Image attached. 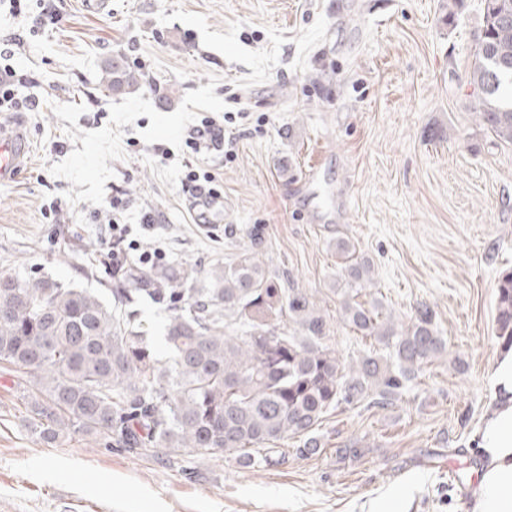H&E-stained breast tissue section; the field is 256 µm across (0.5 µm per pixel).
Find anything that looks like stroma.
<instances>
[{"mask_svg":"<svg viewBox=\"0 0 512 512\" xmlns=\"http://www.w3.org/2000/svg\"><path fill=\"white\" fill-rule=\"evenodd\" d=\"M483 0H21L0 6L12 38L11 115L30 153L0 181V271L112 285V210L162 266L204 273L236 260L258 229V259L306 293L345 362L376 343L340 316L336 243L372 264L358 302L395 324L430 306L447 346L384 408L339 407L321 449L244 467L217 452H107L68 431L44 444L0 368V512H362L405 489L409 512H470L475 431L492 403L496 288L512 268V144L471 112L467 67ZM121 54L146 86L101 87ZM172 97L160 108V96ZM224 146L195 154L201 119ZM209 170L222 215L202 223L183 181ZM158 216L155 224L145 223Z\"/></svg>","mask_w":512,"mask_h":512,"instance_id":"stroma-1","label":"stroma"}]
</instances>
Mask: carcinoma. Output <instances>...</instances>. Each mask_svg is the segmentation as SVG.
Instances as JSON below:
<instances>
[{"label": "carcinoma", "instance_id": "1", "mask_svg": "<svg viewBox=\"0 0 512 512\" xmlns=\"http://www.w3.org/2000/svg\"><path fill=\"white\" fill-rule=\"evenodd\" d=\"M102 86L114 96L142 85L121 54L102 60ZM471 108L499 139L512 143V0H484L483 26L469 70ZM348 285L371 264L336 244ZM112 303L50 276L0 272V364L14 373L28 427L46 444L74 428L99 438L107 452L216 451L249 467L285 462L278 444L304 437L299 456L315 453L313 431L341 405L398 399L422 365L441 355L434 314L415 310L406 327L382 322V306L345 295L341 317L374 337L388 354L345 366L329 345L326 322L308 296L278 288L250 254L210 271L208 285L188 288L163 270L129 267L112 274ZM165 305L167 357H157L134 306ZM295 332L280 327L283 319ZM496 336L512 343V271L497 288Z\"/></svg>", "mask_w": 512, "mask_h": 512}]
</instances>
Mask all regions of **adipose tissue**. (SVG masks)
<instances>
[{
	"mask_svg": "<svg viewBox=\"0 0 512 512\" xmlns=\"http://www.w3.org/2000/svg\"><path fill=\"white\" fill-rule=\"evenodd\" d=\"M490 382L494 405L478 429L485 462L477 471L472 512H512V344L500 343Z\"/></svg>",
	"mask_w": 512,
	"mask_h": 512,
	"instance_id": "ef3b65f1",
	"label": "adipose tissue"
}]
</instances>
